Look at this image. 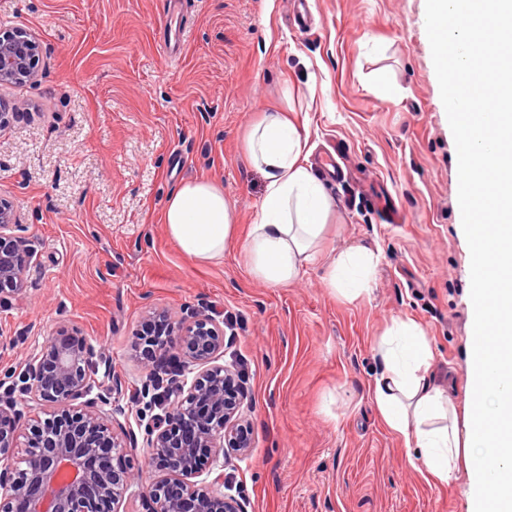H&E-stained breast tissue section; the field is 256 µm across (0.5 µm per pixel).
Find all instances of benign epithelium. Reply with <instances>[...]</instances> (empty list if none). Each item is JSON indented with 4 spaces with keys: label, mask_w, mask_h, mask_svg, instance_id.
<instances>
[{
    "label": "benign epithelium",
    "mask_w": 512,
    "mask_h": 512,
    "mask_svg": "<svg viewBox=\"0 0 512 512\" xmlns=\"http://www.w3.org/2000/svg\"><path fill=\"white\" fill-rule=\"evenodd\" d=\"M38 56L39 43L27 32L1 33L0 84L32 79ZM20 231L12 205L0 197V305L25 291L33 249ZM149 335L180 350L192 377L161 396L165 415L144 427L143 447L162 471L142 488L147 512H244L224 495V475L202 478L206 464L246 457L252 445L237 373L218 364L224 327L206 316H153L139 333ZM92 354L86 337L60 325L28 360L22 398L0 382V512H120L136 480L128 452L137 436L122 425L114 430L127 415L117 379L112 396L75 405L95 386ZM21 401L46 408V417L23 422Z\"/></svg>",
    "instance_id": "benign-epithelium-1"
}]
</instances>
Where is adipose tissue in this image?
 Segmentation results:
<instances>
[{"label":"adipose tissue","instance_id":"adipose-tissue-1","mask_svg":"<svg viewBox=\"0 0 512 512\" xmlns=\"http://www.w3.org/2000/svg\"><path fill=\"white\" fill-rule=\"evenodd\" d=\"M430 30L440 57L454 55L491 118L449 101L459 132L476 130L463 153L467 231L477 335L469 367L480 406L466 423L450 416L448 398L430 376L432 350L418 324L395 319L376 344L383 362L371 388L384 426L405 444L409 462L447 483L466 454L471 480L468 512H512V0H428ZM265 187L255 224L239 239L234 208L222 183L184 181L169 197L164 222L188 258L206 262L241 243L250 274L272 286L295 280L322 250L334 203L308 162V133L287 113L261 112L244 141ZM371 252L356 248L329 267L326 282L349 298L353 281L367 282Z\"/></svg>","mask_w":512,"mask_h":512}]
</instances>
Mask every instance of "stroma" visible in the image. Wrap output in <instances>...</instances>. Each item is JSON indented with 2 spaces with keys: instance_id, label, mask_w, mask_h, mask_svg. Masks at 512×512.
I'll return each instance as SVG.
<instances>
[{
  "instance_id": "obj_1",
  "label": "stroma",
  "mask_w": 512,
  "mask_h": 512,
  "mask_svg": "<svg viewBox=\"0 0 512 512\" xmlns=\"http://www.w3.org/2000/svg\"><path fill=\"white\" fill-rule=\"evenodd\" d=\"M311 9L301 31L291 0H0V29L40 43L34 78L0 84V196L34 249L24 294L0 306V376L21 373L57 326L77 328L96 378H121L136 431L157 372L142 322L206 314L224 325L222 364L246 369L252 448L223 470L244 512H467L464 465L426 481L370 395L379 337L410 318L435 383L457 412L471 403V246L427 0ZM273 108L307 126L313 150L338 146L351 173L325 182L336 211L321 264L278 287L237 246L189 259L162 220L179 185L206 176L240 226L254 222L265 180L243 134ZM381 197L403 223L386 222ZM358 245L376 262L349 300L326 266Z\"/></svg>"
}]
</instances>
